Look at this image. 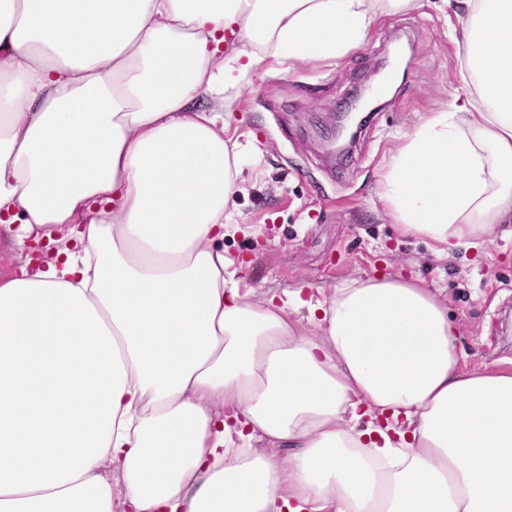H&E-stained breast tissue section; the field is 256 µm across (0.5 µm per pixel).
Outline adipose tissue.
<instances>
[{
    "mask_svg": "<svg viewBox=\"0 0 512 512\" xmlns=\"http://www.w3.org/2000/svg\"><path fill=\"white\" fill-rule=\"evenodd\" d=\"M409 3L0 0V225L56 246L0 274V512H512V361L418 280L260 296L219 246L225 90ZM453 7L468 92L380 193L440 257L512 222V0Z\"/></svg>",
    "mask_w": 512,
    "mask_h": 512,
    "instance_id": "obj_1",
    "label": "adipose tissue"
}]
</instances>
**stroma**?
I'll list each match as a JSON object with an SVG mask.
<instances>
[{
    "label": "stroma",
    "mask_w": 512,
    "mask_h": 512,
    "mask_svg": "<svg viewBox=\"0 0 512 512\" xmlns=\"http://www.w3.org/2000/svg\"><path fill=\"white\" fill-rule=\"evenodd\" d=\"M456 24L443 0H412L340 64L311 62L226 91L224 119L244 153L241 191L228 208L237 229L223 246L261 294L300 285L328 291L378 273L423 279L458 327L462 366L478 371L512 360V226L496 229L481 249L440 258L425 240L402 237L379 200L395 149L461 90L449 41ZM397 48L411 59L406 73L349 153L329 158L321 130L381 81Z\"/></svg>",
    "instance_id": "stroma-1"
}]
</instances>
